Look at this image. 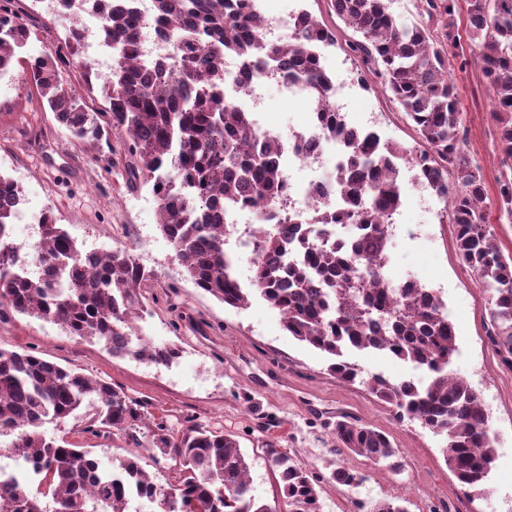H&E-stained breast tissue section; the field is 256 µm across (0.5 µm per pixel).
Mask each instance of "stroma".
I'll return each mask as SVG.
<instances>
[{"mask_svg": "<svg viewBox=\"0 0 512 512\" xmlns=\"http://www.w3.org/2000/svg\"><path fill=\"white\" fill-rule=\"evenodd\" d=\"M310 12L332 30L337 43L322 48L321 63L333 76L354 75L358 61L346 50L351 31L336 16L331 0H280ZM27 12L32 35L26 47L37 54L54 47L65 23L49 21L43 6L15 0ZM466 129L465 147L487 185L485 209L505 254H512V221L498 205L500 154L492 102L478 66L449 64ZM341 103L356 125H368L382 140L413 146L416 134L399 105L380 88L345 89ZM309 98L285 97L276 83L264 89L262 118L280 137L304 131ZM131 159L120 137L104 133L94 144L75 141L44 105L21 69L0 78V173L22 189L27 210L51 214L82 249L132 247L153 278L142 290L148 313L138 329L155 344H176L181 354L169 366L115 358L104 344L70 335L58 325L0 305V349L31 351L95 379L122 388L141 404L145 422H160L179 434L203 427L235 435L248 456L257 497L278 508V484L265 457V442L277 441L299 464L324 475L344 466L364 475L360 487L323 484V512H369L383 498L405 496L409 512H512V369L504 366L487 331V295L455 252L452 225L404 185L399 222L390 241L384 275L395 283L415 280L445 302L456 332L452 368L483 398L497 449L487 492L470 497L449 469L442 436L402 420L390 404L373 395L364 380L381 374L396 381L412 375L410 365L368 351L348 359L363 382L345 384L328 371L327 359L288 336L279 312L260 297L231 308L187 280L161 236L157 203L149 187L130 189ZM389 434L398 450L397 470L332 450L330 431L337 415ZM88 417L46 425L47 435L91 451L103 467L137 458L159 484L175 482L174 462L153 457L148 438L132 441L119 432H87Z\"/></svg>", "mask_w": 512, "mask_h": 512, "instance_id": "35a3bbf8", "label": "stroma"}]
</instances>
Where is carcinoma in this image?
I'll return each instance as SVG.
<instances>
[{
    "instance_id": "cac0c4a2",
    "label": "carcinoma",
    "mask_w": 512,
    "mask_h": 512,
    "mask_svg": "<svg viewBox=\"0 0 512 512\" xmlns=\"http://www.w3.org/2000/svg\"><path fill=\"white\" fill-rule=\"evenodd\" d=\"M0 0V76L18 63L26 70L56 121L79 142L97 141L103 126L122 135L135 158L132 187L151 186L158 202V230L171 244L187 278L224 305L243 308L250 292L278 310L288 335L323 352L329 371L345 383L360 376L346 350H370L428 372L427 384L392 382L374 374L365 384L380 400L422 427L445 437L446 462L460 485L486 493L496 448L481 395L451 368L456 333L444 301L409 281L381 287L387 259L381 219L403 202L404 160L415 177L449 207L456 252L488 294V338L500 362L512 368V259L504 255L487 221L481 167L463 147L462 113L448 74V47L434 38L430 23L455 26L458 0H423L425 25L401 24L391 0H332L336 15L356 39L348 47L383 80L386 92L413 123L417 149L380 140L374 131L347 128L336 112V81L321 64L319 46L336 36L303 11L288 35L263 36L254 0H154L148 22L163 26L173 60L151 69L140 63L139 19L120 0H97L100 21L116 52L112 75L104 76L83 54V35L65 28L52 51L18 60L31 30L27 15ZM472 55L459 67L478 65L486 80L497 122L500 208L512 217V0H465ZM234 56L253 76L283 69L305 84L323 130L340 144L341 157L307 224H344L352 236L327 247L303 235L300 258L281 263L289 237L280 228L288 174L279 157L281 138L258 134L252 113L224 98V58ZM79 66L85 84L103 80L107 109L89 112L82 95L63 81L61 66ZM22 196L11 177L0 174V304L51 321L74 336L104 344L112 356L168 365L180 356L174 344L153 345L134 335L146 305L141 288L151 279L131 249L105 252L98 276L88 270L97 253H85L46 215L40 237L28 247L32 276L13 271L21 247L8 227L14 210L1 204ZM254 199L263 222L248 225L257 256L252 291L239 284L235 260L225 250L229 229L214 212ZM85 404L92 406L88 431H119L132 440L150 429L152 450L182 466L168 486L153 481L132 458L108 470L82 448L49 437L44 425L62 424ZM336 451L374 465L397 456L389 436L342 417L333 424ZM10 456L29 466L33 478L0 483V512H123L135 494L156 512H270L253 494L250 463L231 434L192 427L175 436L161 423H144L135 400L104 380L28 352L0 349V439ZM288 512H321V484L357 488L365 477L339 467L329 476L297 464L274 442L264 444ZM44 490H32L33 483ZM370 512H408L405 499L375 502Z\"/></svg>"
}]
</instances>
